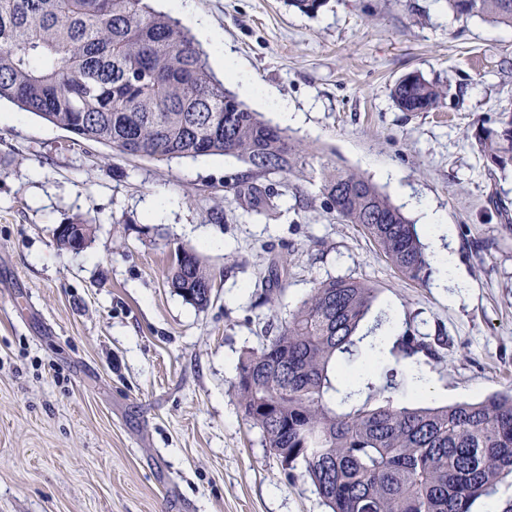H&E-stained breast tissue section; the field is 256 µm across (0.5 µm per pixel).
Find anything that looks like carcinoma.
<instances>
[{"instance_id":"cac0c4a2","label":"carcinoma","mask_w":512,"mask_h":512,"mask_svg":"<svg viewBox=\"0 0 512 512\" xmlns=\"http://www.w3.org/2000/svg\"><path fill=\"white\" fill-rule=\"evenodd\" d=\"M445 2L457 20L512 27V0ZM390 95L403 112H430L445 92L411 72ZM0 100L126 155L233 156L248 166L237 193L257 214L276 206L254 181L282 174L298 181L297 191L316 183L336 219L359 226L402 277L424 282L431 273L415 225L384 192L324 163L314 180V152L226 90L181 22L148 0H0ZM477 138L489 170L512 168V118ZM283 276L281 265L267 269L264 302H274ZM166 280L187 303L210 304L213 277L195 250L171 252ZM377 298L357 278L314 281L288 316L266 324L259 346L242 353V415L286 477L309 480L329 512H472L512 476V389L441 406L384 396L401 385L407 365L422 373L439 361L448 340L431 343L409 328L398 335L388 313L358 334ZM386 352L394 366L380 373Z\"/></svg>"}]
</instances>
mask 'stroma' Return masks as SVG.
Here are the masks:
<instances>
[{
    "label": "stroma",
    "instance_id": "35a3bbf8",
    "mask_svg": "<svg viewBox=\"0 0 512 512\" xmlns=\"http://www.w3.org/2000/svg\"><path fill=\"white\" fill-rule=\"evenodd\" d=\"M257 81L301 112L289 135L363 174L409 219L441 211L443 246L465 289L400 276L316 188L261 184L278 213L235 194L232 157L124 156L0 102V512H328L307 479H287L235 395L236 365L272 315L314 280L360 278L376 308L446 336L426 371L429 405L512 385V170L489 176L476 132L512 107V29L457 20L444 0H193ZM417 71L445 92L403 112L390 89ZM175 200L162 220L158 196ZM93 227L58 248L59 225ZM214 276L200 310L168 287L171 249ZM285 262L277 312L255 285ZM62 226H65V229L63 231H59V229L57 228L56 233H55L56 244L58 247H60L61 249L80 252L88 245V243L90 241V238L88 237L89 236L88 229H85V230L78 229L74 234H72L71 240H70V247L68 249V246H67L68 242L66 240V237H67V233L69 234V232H70V231L68 232L69 228L71 227V228L75 229L77 227H81V226H83V223L78 222V223L65 224Z\"/></svg>",
    "mask_w": 512,
    "mask_h": 512
}]
</instances>
